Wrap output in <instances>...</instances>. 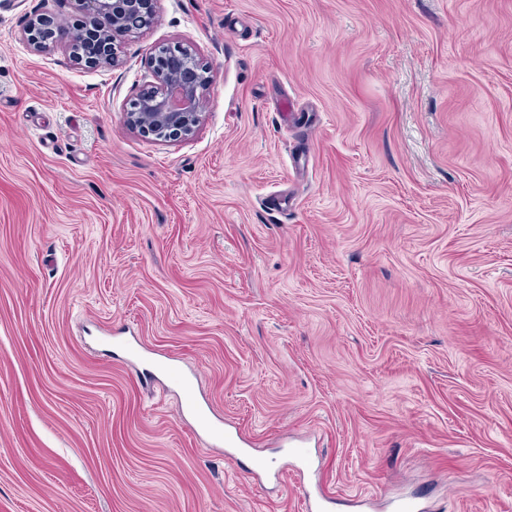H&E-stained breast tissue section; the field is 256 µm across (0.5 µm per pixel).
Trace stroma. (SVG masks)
I'll list each match as a JSON object with an SVG mask.
<instances>
[{
  "label": "stroma",
  "instance_id": "obj_1",
  "mask_svg": "<svg viewBox=\"0 0 512 512\" xmlns=\"http://www.w3.org/2000/svg\"><path fill=\"white\" fill-rule=\"evenodd\" d=\"M153 8L102 71L0 0V512H512V0ZM176 41L212 83L154 142L124 109ZM301 441L304 485L254 476ZM187 409L195 416L197 420L198 429H194V433L200 432L210 435L212 438L220 443L225 444L227 448H239L240 444L243 443L241 438L225 427L215 424L211 419L209 410L207 407L191 398L187 403Z\"/></svg>",
  "mask_w": 512,
  "mask_h": 512
}]
</instances>
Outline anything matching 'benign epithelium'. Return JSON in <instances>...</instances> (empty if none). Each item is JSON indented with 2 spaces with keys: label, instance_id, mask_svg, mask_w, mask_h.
<instances>
[{
  "label": "benign epithelium",
  "instance_id": "1",
  "mask_svg": "<svg viewBox=\"0 0 512 512\" xmlns=\"http://www.w3.org/2000/svg\"><path fill=\"white\" fill-rule=\"evenodd\" d=\"M154 0H66L85 18L75 32L34 13L23 38L36 52L66 46L75 64L88 69H118L127 64L114 35H133L152 20ZM151 81L124 112L127 126L156 142H181L202 122V100L212 82L210 67L190 44L177 42L153 49L146 62Z\"/></svg>",
  "mask_w": 512,
  "mask_h": 512
}]
</instances>
